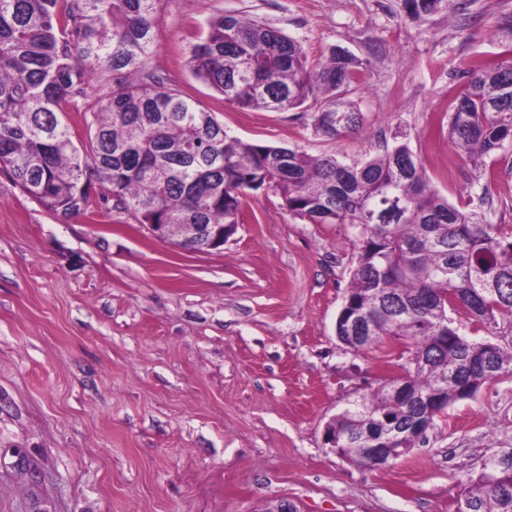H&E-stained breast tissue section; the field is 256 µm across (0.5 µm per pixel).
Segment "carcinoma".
I'll return each mask as SVG.
<instances>
[{"instance_id":"1","label":"carcinoma","mask_w":512,"mask_h":512,"mask_svg":"<svg viewBox=\"0 0 512 512\" xmlns=\"http://www.w3.org/2000/svg\"><path fill=\"white\" fill-rule=\"evenodd\" d=\"M164 0H0V170L38 203L67 220L96 194L141 224H236L246 195L278 193L288 212L310 224H347L358 252L336 335L362 352L377 337L406 345L407 396L382 382L336 415V453L367 465L359 449L377 438L412 448L433 425L426 399L473 398L500 371L512 372V348L473 343L448 317L452 305L492 327L512 316V240L489 222L484 196L468 209L430 186L407 135L363 163L312 156L224 130L201 104L150 71L154 29ZM425 22L451 0H403ZM506 49L467 63L454 95L448 139L482 161L512 145V19L496 26ZM193 75L243 110L287 112L308 100L316 133L339 137L364 126L342 93L361 62L333 51L308 61L301 44L258 20L212 18L190 46ZM110 91L94 95L101 80ZM83 101V140L64 117ZM469 512H512V459L496 479L480 473L464 494Z\"/></svg>"}]
</instances>
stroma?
I'll return each mask as SVG.
<instances>
[{
  "instance_id": "stroma-1",
  "label": "stroma",
  "mask_w": 512,
  "mask_h": 512,
  "mask_svg": "<svg viewBox=\"0 0 512 512\" xmlns=\"http://www.w3.org/2000/svg\"><path fill=\"white\" fill-rule=\"evenodd\" d=\"M260 20L310 61L363 64L364 129L330 139L310 112L246 111L195 79L187 49L218 13ZM512 0H455L427 22L402 0H165L149 70L249 142L353 163L406 131L434 189L486 192L512 231V161L474 165L448 141L463 64L503 50ZM59 220L0 171V512H456L468 480L512 449V376L435 417L380 467L349 463L324 426L399 372V341L336 337L357 254L345 224H309L249 192L221 249L183 251L98 197Z\"/></svg>"
}]
</instances>
